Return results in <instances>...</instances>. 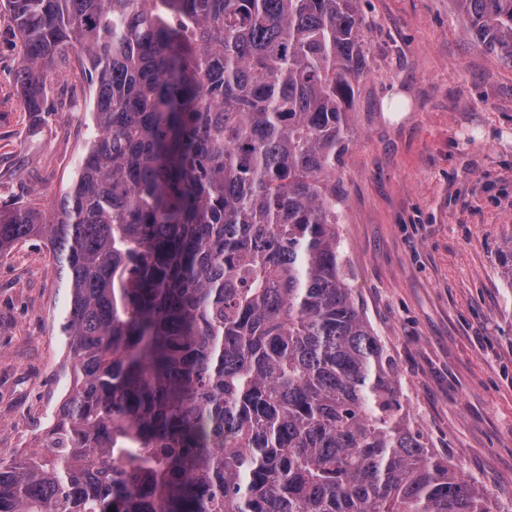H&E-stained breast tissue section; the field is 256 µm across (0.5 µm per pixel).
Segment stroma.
<instances>
[{
    "mask_svg": "<svg viewBox=\"0 0 512 512\" xmlns=\"http://www.w3.org/2000/svg\"><path fill=\"white\" fill-rule=\"evenodd\" d=\"M366 75L336 196L348 285L394 358L401 402L432 451L512 512V66L475 46L452 0H362ZM0 16V210L60 198L90 136L80 65L64 107L26 111ZM404 95L408 109L385 103ZM66 290L44 238L0 256V456L44 442L66 389Z\"/></svg>",
    "mask_w": 512,
    "mask_h": 512,
    "instance_id": "obj_1",
    "label": "stroma"
}]
</instances>
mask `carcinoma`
Instances as JSON below:
<instances>
[{
    "label": "carcinoma",
    "mask_w": 512,
    "mask_h": 512,
    "mask_svg": "<svg viewBox=\"0 0 512 512\" xmlns=\"http://www.w3.org/2000/svg\"><path fill=\"white\" fill-rule=\"evenodd\" d=\"M453 2L512 65V0ZM360 3L0 0L26 111L75 58L95 128L71 190L0 210V252L50 245L70 379L0 512H492L344 278Z\"/></svg>",
    "instance_id": "carcinoma-1"
}]
</instances>
